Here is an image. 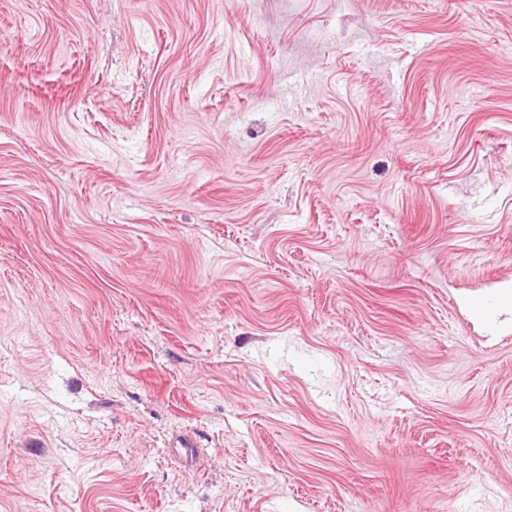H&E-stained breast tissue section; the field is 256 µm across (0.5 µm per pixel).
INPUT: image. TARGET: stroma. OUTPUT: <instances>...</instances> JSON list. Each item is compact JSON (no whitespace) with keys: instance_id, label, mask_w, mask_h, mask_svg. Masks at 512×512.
I'll use <instances>...</instances> for the list:
<instances>
[{"instance_id":"obj_1","label":"stroma","mask_w":512,"mask_h":512,"mask_svg":"<svg viewBox=\"0 0 512 512\" xmlns=\"http://www.w3.org/2000/svg\"><path fill=\"white\" fill-rule=\"evenodd\" d=\"M512 0H0V512H512ZM509 303H511L509 294H495L492 298L486 300L484 306L479 310V315L474 320L481 323L487 331L496 332L498 328L497 308Z\"/></svg>"}]
</instances>
